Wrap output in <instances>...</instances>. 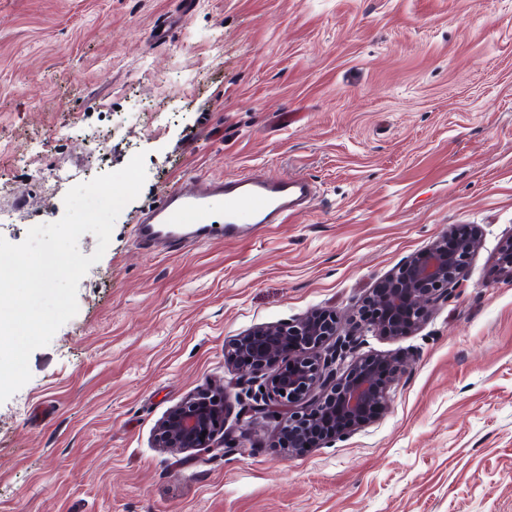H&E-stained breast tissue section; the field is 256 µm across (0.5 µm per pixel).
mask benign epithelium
<instances>
[{
  "mask_svg": "<svg viewBox=\"0 0 512 512\" xmlns=\"http://www.w3.org/2000/svg\"><path fill=\"white\" fill-rule=\"evenodd\" d=\"M478 246L471 234L449 229L374 289L361 306L369 330L398 338L418 326L426 306L466 278ZM359 337L338 334L336 317L316 312L258 326L229 342L225 362L240 379L258 383L238 413L240 436L258 417L278 423L288 451H302L360 430L382 409L399 374L392 362L358 354ZM224 391L205 389L173 408L158 427L160 448L225 447Z\"/></svg>",
  "mask_w": 512,
  "mask_h": 512,
  "instance_id": "7a95c632",
  "label": "benign epithelium"
}]
</instances>
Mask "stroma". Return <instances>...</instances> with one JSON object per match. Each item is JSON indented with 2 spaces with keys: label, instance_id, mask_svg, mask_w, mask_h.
<instances>
[{
  "label": "stroma",
  "instance_id": "obj_1",
  "mask_svg": "<svg viewBox=\"0 0 512 512\" xmlns=\"http://www.w3.org/2000/svg\"><path fill=\"white\" fill-rule=\"evenodd\" d=\"M140 152L77 314L0 404V512H512V0H0V236ZM250 168L318 198L239 241L136 243L180 176ZM463 226L465 281L406 336L365 330L368 293ZM317 310L402 366L370 425L297 455L263 419L223 451L157 447L211 386L235 430L226 344Z\"/></svg>",
  "mask_w": 512,
  "mask_h": 512
}]
</instances>
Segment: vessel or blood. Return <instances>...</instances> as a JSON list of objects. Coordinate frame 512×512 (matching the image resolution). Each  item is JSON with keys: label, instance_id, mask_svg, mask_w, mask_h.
Segmentation results:
<instances>
[{"label": "vessel or blood", "instance_id": "1", "mask_svg": "<svg viewBox=\"0 0 512 512\" xmlns=\"http://www.w3.org/2000/svg\"><path fill=\"white\" fill-rule=\"evenodd\" d=\"M315 190L303 177L248 172L232 179L181 177L140 221L136 238L145 248L180 250L233 241L283 224L309 208Z\"/></svg>", "mask_w": 512, "mask_h": 512}]
</instances>
